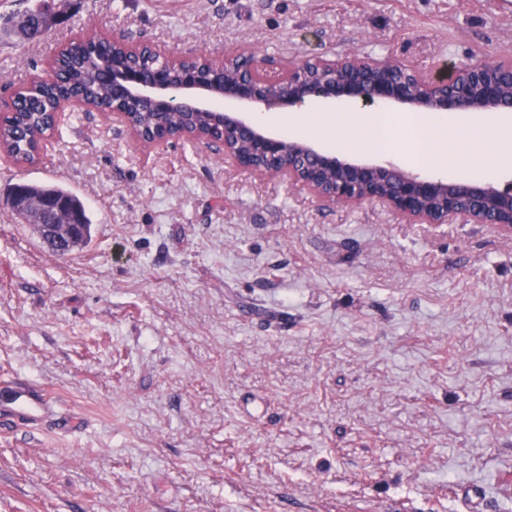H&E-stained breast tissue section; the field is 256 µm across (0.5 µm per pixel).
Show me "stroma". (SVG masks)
<instances>
[{
  "mask_svg": "<svg viewBox=\"0 0 512 512\" xmlns=\"http://www.w3.org/2000/svg\"><path fill=\"white\" fill-rule=\"evenodd\" d=\"M0 0V100L101 29L182 57L512 60V0ZM61 182L91 243L54 255L0 205V512H512V236L332 204L221 148L61 118L0 198Z\"/></svg>",
  "mask_w": 512,
  "mask_h": 512,
  "instance_id": "stroma-1",
  "label": "stroma"
}]
</instances>
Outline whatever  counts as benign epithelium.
<instances>
[{
	"label": "benign epithelium",
	"mask_w": 512,
	"mask_h": 512,
	"mask_svg": "<svg viewBox=\"0 0 512 512\" xmlns=\"http://www.w3.org/2000/svg\"><path fill=\"white\" fill-rule=\"evenodd\" d=\"M236 62V81L224 83L222 98L239 105H295L307 99L328 101L351 99L363 107L398 104L420 112H486L512 109L502 99L503 83H512V68L493 78L481 74L476 62L452 67L444 77L421 78L417 88L406 78L391 75L396 63H370L358 58L337 60L304 59L288 69V82L260 80L263 59L252 52L224 57ZM137 96L164 113L177 108L210 110L214 91L199 70L181 72V81L169 84L161 67L143 70L133 67L113 79L112 110L108 117L125 121L117 108L121 97ZM198 140L224 146V156L239 168L256 174L281 176L311 190L319 199L344 205L380 201L395 213L423 224H446L462 219L469 224H492L512 235V188L499 189L489 183L447 180L414 175L396 166L358 164L320 152L310 144L286 140L263 132L237 113H219L215 127L208 131L186 129L158 131L153 145L173 140ZM8 203L16 210H33L39 217V234L57 247L68 250L81 238L83 227L64 200H31L15 193Z\"/></svg>",
	"instance_id": "benign-epithelium-1"
}]
</instances>
